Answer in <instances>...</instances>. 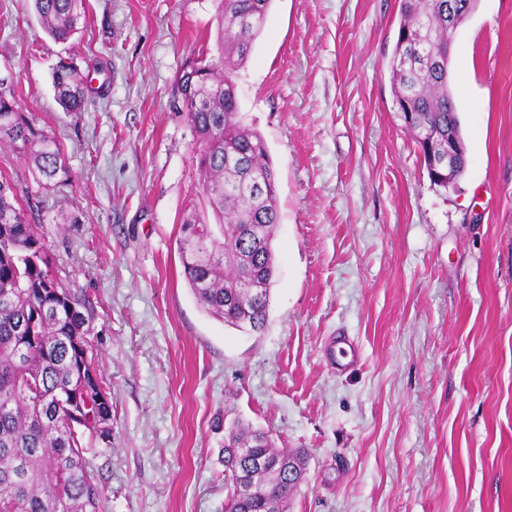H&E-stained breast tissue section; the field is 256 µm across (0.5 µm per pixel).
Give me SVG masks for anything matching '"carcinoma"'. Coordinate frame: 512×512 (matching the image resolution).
Returning a JSON list of instances; mask_svg holds the SVG:
<instances>
[{
  "mask_svg": "<svg viewBox=\"0 0 512 512\" xmlns=\"http://www.w3.org/2000/svg\"><path fill=\"white\" fill-rule=\"evenodd\" d=\"M271 0H216L218 57L205 42L178 79L173 108L185 113L200 149L205 207L179 227L183 275L200 306L244 333L263 331L275 276L273 239L279 215L277 182L262 136L237 120L230 74L249 55ZM84 0H33L42 29L58 42L77 30ZM395 105L404 124L422 128L417 140L428 176L448 187V134L466 146L449 81L448 0H400V23L390 61ZM56 99L68 112L84 111L81 77L61 61L53 72ZM0 139L30 148L40 175L68 177L61 144L17 110L0 77ZM90 308L62 287L47 258L38 225L29 222L19 190L0 174V506L7 512H99L101 490L87 454L96 442L74 437L57 395L79 386L92 366ZM270 465L245 470L242 452ZM307 456L277 448L263 432L240 427L226 438L228 478L240 470L251 488L242 501L228 496L224 512H288Z\"/></svg>",
  "mask_w": 512,
  "mask_h": 512,
  "instance_id": "cac0c4a2",
  "label": "carcinoma"
}]
</instances>
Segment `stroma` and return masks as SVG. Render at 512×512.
Returning <instances> with one entry per match:
<instances>
[{
    "instance_id": "obj_1",
    "label": "stroma",
    "mask_w": 512,
    "mask_h": 512,
    "mask_svg": "<svg viewBox=\"0 0 512 512\" xmlns=\"http://www.w3.org/2000/svg\"><path fill=\"white\" fill-rule=\"evenodd\" d=\"M399 10L273 0L232 74L278 189L269 319L247 335L202 309L177 251L203 189L171 101L216 41L215 0H85L66 42L30 0H0V73L69 169L40 184L0 142L93 313L112 402L88 455L101 512H224L237 421L307 452L288 512H512V0H479L451 49L467 166L450 190L395 107ZM63 59L91 78L75 116L53 87ZM340 336L359 356L342 369Z\"/></svg>"
}]
</instances>
